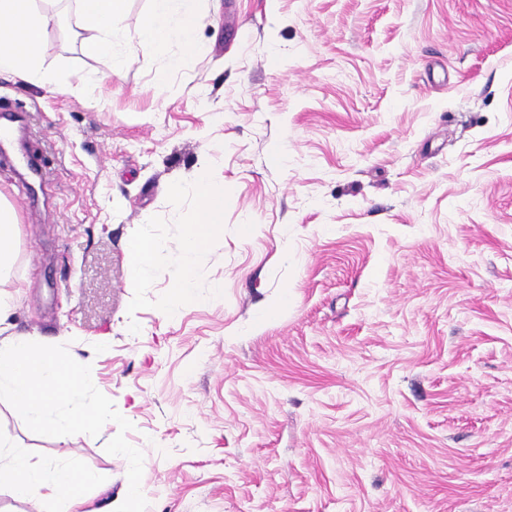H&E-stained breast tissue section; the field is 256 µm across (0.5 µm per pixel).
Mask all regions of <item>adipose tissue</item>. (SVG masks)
I'll use <instances>...</instances> for the list:
<instances>
[{
	"instance_id": "ef3b65f1",
	"label": "adipose tissue",
	"mask_w": 512,
	"mask_h": 512,
	"mask_svg": "<svg viewBox=\"0 0 512 512\" xmlns=\"http://www.w3.org/2000/svg\"><path fill=\"white\" fill-rule=\"evenodd\" d=\"M200 0H152L137 35L141 43L168 57L169 70L190 61L195 43ZM127 0H79L84 47L94 56L106 58L108 74L120 75L129 65L128 53L118 51L115 33L126 13ZM49 24L47 13L34 0H0V77L43 86L56 82L55 74L42 63L43 34ZM180 53H173V46ZM191 189L199 201L192 228L183 242V262L169 272V311H177L195 299V268L198 256L206 252L210 237L224 224V184L215 180L208 165L198 169ZM22 226L15 208L0 195V277L7 275L16 258ZM0 464L4 465L12 495L55 506L57 512H77L84 502L83 488L88 474L59 462H35L0 438Z\"/></svg>"
}]
</instances>
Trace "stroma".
I'll return each mask as SVG.
<instances>
[{
  "label": "stroma",
  "instance_id": "stroma-1",
  "mask_svg": "<svg viewBox=\"0 0 512 512\" xmlns=\"http://www.w3.org/2000/svg\"><path fill=\"white\" fill-rule=\"evenodd\" d=\"M36 5L59 82L0 79L45 161L0 163L23 226L0 334L90 366L147 512H512V0H202L158 95L150 0L107 87L76 0ZM204 163L224 229L169 317ZM117 432L38 435L0 400V436L94 476L86 512L127 495ZM130 257L138 266L140 272L148 279L159 275L154 259L160 250V244L144 230L129 244Z\"/></svg>",
  "mask_w": 512,
  "mask_h": 512
}]
</instances>
